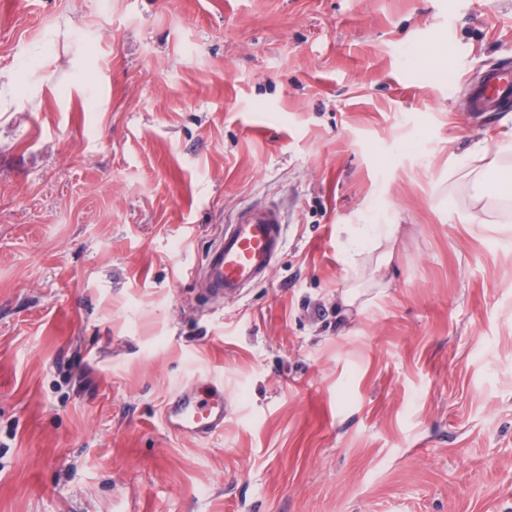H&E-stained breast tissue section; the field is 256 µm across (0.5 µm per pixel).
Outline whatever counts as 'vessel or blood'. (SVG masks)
I'll use <instances>...</instances> for the list:
<instances>
[{
  "label": "vessel or blood",
  "instance_id": "obj_1",
  "mask_svg": "<svg viewBox=\"0 0 512 512\" xmlns=\"http://www.w3.org/2000/svg\"><path fill=\"white\" fill-rule=\"evenodd\" d=\"M512 97V70L489 71L474 88L475 109L485 111ZM285 247L283 220L272 204L245 209L237 223L227 225L210 254L202 277L211 297L240 296L244 288L265 277ZM224 385L207 377L183 385L168 404L163 424L176 435L207 438L224 428Z\"/></svg>",
  "mask_w": 512,
  "mask_h": 512
}]
</instances>
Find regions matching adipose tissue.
<instances>
[{
    "label": "adipose tissue",
    "mask_w": 512,
    "mask_h": 512,
    "mask_svg": "<svg viewBox=\"0 0 512 512\" xmlns=\"http://www.w3.org/2000/svg\"><path fill=\"white\" fill-rule=\"evenodd\" d=\"M398 227L394 224H363L349 230L346 259L351 267H358L361 260L372 265L371 280L381 284L394 256V243Z\"/></svg>",
    "instance_id": "obj_1"
}]
</instances>
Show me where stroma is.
<instances>
[{
    "mask_svg": "<svg viewBox=\"0 0 512 512\" xmlns=\"http://www.w3.org/2000/svg\"><path fill=\"white\" fill-rule=\"evenodd\" d=\"M502 67L512 0H0V512H512ZM259 201L287 246L210 300ZM358 224L400 230L344 311ZM509 97H512V70L500 68L489 71L474 88L472 102L475 109L485 111ZM224 384L214 378L183 385L168 404L163 424L176 435L208 438L224 429Z\"/></svg>",
    "mask_w": 512,
    "mask_h": 512,
    "instance_id": "stroma-1",
    "label": "stroma"
}]
</instances>
